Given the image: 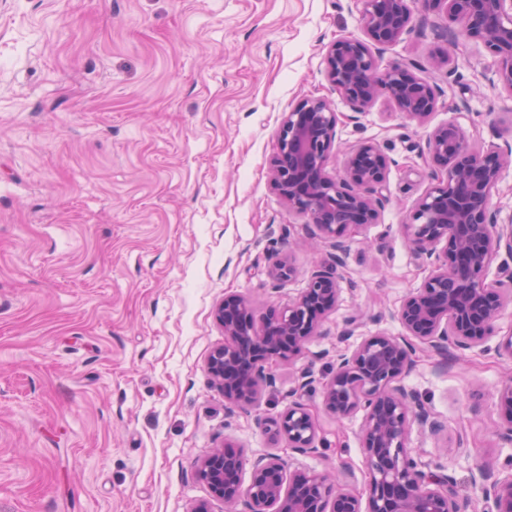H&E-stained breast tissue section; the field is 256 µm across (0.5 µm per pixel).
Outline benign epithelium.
<instances>
[{"mask_svg":"<svg viewBox=\"0 0 512 512\" xmlns=\"http://www.w3.org/2000/svg\"><path fill=\"white\" fill-rule=\"evenodd\" d=\"M360 2L366 38L341 37L327 47L330 85L356 112L385 96L410 121L426 125L438 106L437 86L409 63L379 72L385 48L412 29L411 0ZM422 7L445 14L453 41H480L493 59L490 84L512 94V0H422ZM339 123V113L322 97L305 98L282 116L270 161L274 189L290 210L307 218L308 239L329 251L286 304L270 302L258 310L248 297L231 293L215 306L224 344L210 353L207 369L231 408L245 411L259 402L261 384H272L269 369L295 361L317 335L323 317L339 303V268L351 234L379 220L391 160L364 141L330 175ZM425 151L432 183L403 228L430 273L395 311L402 333L365 336L352 349L336 350V369L321 383L324 406L336 419L363 413L365 495L339 487L324 473L288 470L279 454L248 460L226 443L200 463L196 476L227 512L240 503L245 512H463L454 477L440 464L420 462L406 447L411 424L431 435L443 425L401 378L425 349L446 355L485 347L512 305V218L502 222L491 209L502 172L512 166V146L474 148L463 127L450 120L432 128ZM495 262L499 278L489 282L486 272ZM294 275L289 256L278 255L269 266L275 281ZM313 383L312 374L302 372L288 390V408L259 422L301 455L316 452L315 415L303 401ZM497 406L512 439L511 382L499 389ZM472 482L483 512H512V470L483 461L472 469Z\"/></svg>","mask_w":512,"mask_h":512,"instance_id":"7a95c632","label":"benign epithelium"}]
</instances>
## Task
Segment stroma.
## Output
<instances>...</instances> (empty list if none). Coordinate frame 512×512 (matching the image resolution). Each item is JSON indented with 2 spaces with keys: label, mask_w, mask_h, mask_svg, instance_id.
Returning <instances> with one entry per match:
<instances>
[{
  "label": "stroma",
  "mask_w": 512,
  "mask_h": 512,
  "mask_svg": "<svg viewBox=\"0 0 512 512\" xmlns=\"http://www.w3.org/2000/svg\"><path fill=\"white\" fill-rule=\"evenodd\" d=\"M358 0H0V512H225L195 469L230 442L246 458L283 453L257 418L288 406L300 372L317 381V453L296 467L350 472L362 493L361 415L339 421L320 387L337 338L399 335L393 316L429 273L402 233L431 184L422 147L457 120L481 148L512 143V94L490 87L483 45L449 46L443 14L413 9V29L380 56L411 63L439 89L428 125L387 99L354 112L333 91L326 50L363 38ZM450 51L449 66L434 57ZM456 82H449V73ZM326 98L342 115L338 155L363 141L390 158L378 223L350 241L338 306L294 363L273 367L258 406L229 411L206 362L224 342L225 294L287 303L316 256L303 216L271 182L284 112ZM297 275L273 284L275 252ZM419 353L403 384L440 417L412 429L422 462L447 465L466 512H479L475 462L512 466L497 392L512 358ZM463 439L462 454L444 453Z\"/></svg>",
  "instance_id": "stroma-1"
}]
</instances>
